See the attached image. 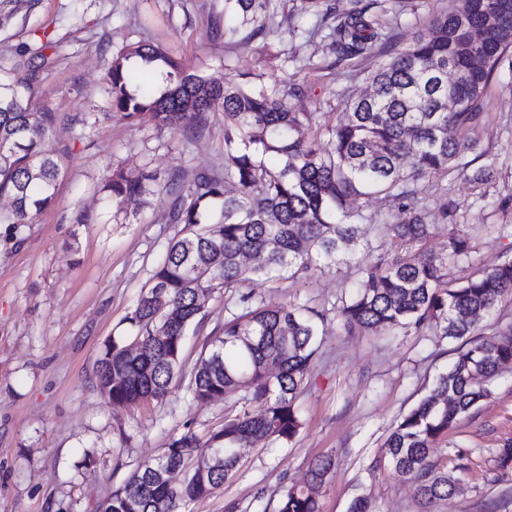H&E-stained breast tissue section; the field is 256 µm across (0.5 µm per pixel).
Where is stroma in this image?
Instances as JSON below:
<instances>
[{
  "label": "stroma",
  "instance_id": "35a3bbf8",
  "mask_svg": "<svg viewBox=\"0 0 512 512\" xmlns=\"http://www.w3.org/2000/svg\"><path fill=\"white\" fill-rule=\"evenodd\" d=\"M449 0H378L375 9L393 41L408 44ZM352 0H277L271 36L235 45L212 39L224 0H40L0 35V58L55 42L40 75L36 103L55 112L50 141L62 175L52 205L31 224H0V512H96L130 473L155 458L186 430L208 439L225 417L247 409L242 393L198 402L184 388L163 403L112 407L95 378L108 340L130 335L126 318L147 286L167 243L182 227L167 220L171 200L147 192L125 206L115 223L104 190L113 171L161 177L179 171L184 185L224 164V115L211 113L204 129L186 138L143 121L130 125L112 110L107 73L125 46L150 43L204 75L225 67L255 76L285 70L301 91L293 111L335 121L346 103L368 89L380 53L336 64L323 32ZM333 15H326V8ZM490 117L481 133L492 181L468 174L430 176L418 184L428 246L442 248L449 223L469 234L476 265L512 257V71L487 90ZM457 206L444 221L441 195ZM360 277L354 260L311 278H262L215 293L184 343V373L237 312L239 295L273 298L324 312L312 368L298 397L304 426L288 444L244 449L234 477L190 512H274L284 491L301 485L310 464L332 455L321 491L322 512H348L366 498L370 512H421L411 481L376 467L397 419L433 386L455 358L457 341L413 331L388 336L345 333L336 302ZM491 393L458 426L440 437L431 455L456 485L451 500L430 512H512V363L502 365ZM90 468H82L83 460Z\"/></svg>",
  "mask_w": 512,
  "mask_h": 512
}]
</instances>
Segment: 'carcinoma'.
Masks as SVG:
<instances>
[{"mask_svg": "<svg viewBox=\"0 0 512 512\" xmlns=\"http://www.w3.org/2000/svg\"><path fill=\"white\" fill-rule=\"evenodd\" d=\"M354 0L336 17L329 38L340 61L384 48L385 60L372 72L374 90L345 105L333 125L314 112H294L288 97L296 87L275 74L259 85L192 71L149 44L120 50L112 60L113 111L130 123L149 119L188 136L199 132L212 112L224 113V170L199 174L189 187L177 171L157 175L119 170L104 186L123 212L126 200L145 192L151 180L173 198L169 222L185 233L172 240L148 287L128 317L142 341L112 339L98 360L97 386L114 407L137 400L158 403L181 376L183 341L215 291L253 278L274 280L286 271L304 278L351 254L358 222L387 230V239L358 259L357 289L336 306L347 333L383 336L412 329L461 341L447 372L404 414L383 444L375 466L405 475L423 505L451 500L454 481L430 456L434 442L453 429L490 394L500 365L512 362V323L487 337L477 325L512 297V258L490 268L475 267L470 237L451 225L442 250L425 242L430 225L418 213L417 184L431 175L472 171L478 185L491 181L490 165L473 167L487 114L484 95L512 52V0H457L433 16L406 47L391 37L370 7ZM39 0H0V32ZM276 0H224L220 35L233 44L269 32ZM46 39L37 52L0 60V197L10 200L0 224H31L53 202L61 168L49 146L55 113L33 99L40 73L51 64ZM139 58L159 70L162 88L132 92L126 63ZM461 78L448 82V67ZM456 107L448 110V100ZM277 160L270 166L266 159ZM381 196L390 211L366 216L352 202ZM249 253L261 262L246 265ZM471 268L448 281V264ZM241 311L224 319L222 335L200 354L186 391L196 401L236 391L257 411L224 418L205 441L188 429L170 438L160 454L135 469L99 506V512H182L233 477L236 450L265 440L291 442L303 426L297 397L316 354V320L325 315L305 306L239 297ZM220 455L218 466L190 468L184 480L168 483L167 472L195 458ZM333 458L313 462L301 486L287 489L276 512H321L319 497Z\"/></svg>", "mask_w": 512, "mask_h": 512, "instance_id": "1", "label": "carcinoma"}]
</instances>
